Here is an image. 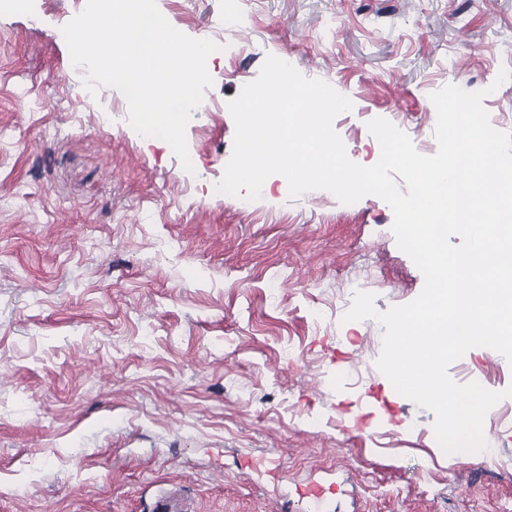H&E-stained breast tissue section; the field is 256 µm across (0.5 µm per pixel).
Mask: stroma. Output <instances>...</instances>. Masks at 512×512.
Masks as SVG:
<instances>
[{
	"label": "stroma",
	"instance_id": "1",
	"mask_svg": "<svg viewBox=\"0 0 512 512\" xmlns=\"http://www.w3.org/2000/svg\"><path fill=\"white\" fill-rule=\"evenodd\" d=\"M157 0L187 36L223 43L192 113L186 171L128 123L111 87L88 97L61 29L79 0L0 12V512H512V397L487 450L444 454L434 415L377 368L383 327L347 322L354 289L384 311L424 277L393 212L369 195L290 197L273 181L241 207L216 197L227 107L267 55L350 98L348 157L380 158L388 118L437 150L430 93L496 85L483 105L512 134V0ZM320 307L313 322L309 312ZM450 377L501 391L512 364L471 352Z\"/></svg>",
	"mask_w": 512,
	"mask_h": 512
}]
</instances>
